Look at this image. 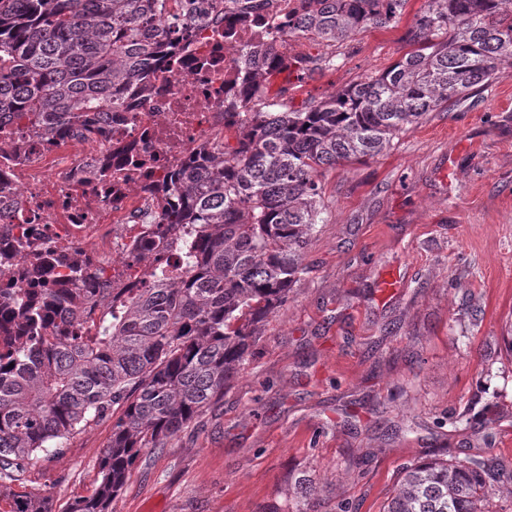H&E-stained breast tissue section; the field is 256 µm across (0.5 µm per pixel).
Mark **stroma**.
<instances>
[{"mask_svg": "<svg viewBox=\"0 0 512 512\" xmlns=\"http://www.w3.org/2000/svg\"><path fill=\"white\" fill-rule=\"evenodd\" d=\"M422 5L269 95L299 108L382 72L409 51ZM323 200L307 273L223 398L138 460L112 512H294L300 476L326 512H381L426 456L512 467V67L383 154L326 172ZM111 435L106 418L40 455L28 491L58 508L89 495Z\"/></svg>", "mask_w": 512, "mask_h": 512, "instance_id": "35a3bbf8", "label": "stroma"}]
</instances>
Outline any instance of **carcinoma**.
Instances as JSON below:
<instances>
[{
  "mask_svg": "<svg viewBox=\"0 0 512 512\" xmlns=\"http://www.w3.org/2000/svg\"><path fill=\"white\" fill-rule=\"evenodd\" d=\"M408 0H298L282 44L259 47L224 103V144L174 173L144 250L175 251L142 272L144 288H82L104 279L88 257L33 262V292L0 288V483L25 487L40 453L92 421L112 437L92 494L61 512H112L146 451L166 447L238 374L260 324L306 273L304 252L325 210L322 178L374 158L401 132L512 66V0H425L414 46L386 70L296 109L268 101L291 65L333 69L335 46L389 27ZM270 0H0V117L8 112L57 139L90 129L87 113L120 112L148 93L191 27L224 29L264 17ZM328 48L288 60L287 40ZM248 123L238 124L240 112ZM98 310L94 334L74 319ZM512 470L494 458L407 466L384 512H482ZM10 512H54L49 497L13 494Z\"/></svg>",
  "mask_w": 512,
  "mask_h": 512,
  "instance_id": "1",
  "label": "carcinoma"
}]
</instances>
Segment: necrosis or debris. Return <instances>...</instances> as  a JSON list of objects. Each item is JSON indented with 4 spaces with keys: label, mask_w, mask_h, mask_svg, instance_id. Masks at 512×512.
Segmentation results:
<instances>
[{
    "label": "necrosis or debris",
    "mask_w": 512,
    "mask_h": 512,
    "mask_svg": "<svg viewBox=\"0 0 512 512\" xmlns=\"http://www.w3.org/2000/svg\"><path fill=\"white\" fill-rule=\"evenodd\" d=\"M274 24L225 35L196 29L176 63L149 77L150 96L96 119L109 146L59 141L12 119L0 121V240L28 259L75 257L86 239L135 255L134 238L170 175L224 137V97L237 86L245 46L275 43Z\"/></svg>",
    "instance_id": "1"
}]
</instances>
